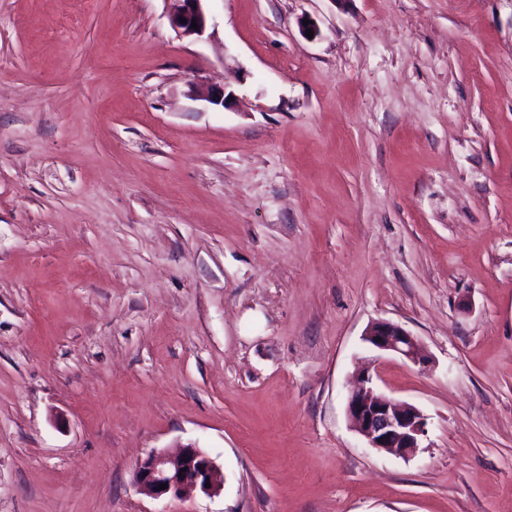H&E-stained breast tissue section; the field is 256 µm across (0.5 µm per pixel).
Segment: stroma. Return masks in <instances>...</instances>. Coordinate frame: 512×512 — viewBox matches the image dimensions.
I'll list each match as a JSON object with an SVG mask.
<instances>
[{"label":"stroma","instance_id":"stroma-1","mask_svg":"<svg viewBox=\"0 0 512 512\" xmlns=\"http://www.w3.org/2000/svg\"><path fill=\"white\" fill-rule=\"evenodd\" d=\"M170 8L0 0V512H512V0ZM188 444L223 489H136ZM176 2L175 9L170 15L173 28L185 37H202L206 32L209 17L203 2L207 0H170ZM184 19V22H181ZM192 19L196 20L198 29L191 28ZM364 336L365 341L379 351L399 355L422 367L429 364L428 356L414 336L396 323L374 322L367 328ZM375 337H380V340L375 341ZM346 410L368 447L396 456L412 455L426 433V419L420 410L380 395L367 368L349 393Z\"/></svg>","mask_w":512,"mask_h":512}]
</instances>
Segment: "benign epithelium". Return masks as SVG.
<instances>
[{"instance_id": "1", "label": "benign epithelium", "mask_w": 512, "mask_h": 512, "mask_svg": "<svg viewBox=\"0 0 512 512\" xmlns=\"http://www.w3.org/2000/svg\"><path fill=\"white\" fill-rule=\"evenodd\" d=\"M170 15L173 28L182 36L199 38L206 32L209 17L205 0H174ZM198 28H192V23ZM365 341L373 348L399 355L425 367L428 356L409 331L389 322L372 323L365 332ZM349 419L368 447L400 457L412 455L420 447L426 433V419L415 406L394 402L378 393L368 370H363L357 386L347 397ZM133 481L143 494L159 499L179 498L187 491L201 489L216 492L224 486L220 468L201 449L187 445L174 455L160 450L150 451L135 465ZM162 484L166 489H159Z\"/></svg>"}]
</instances>
